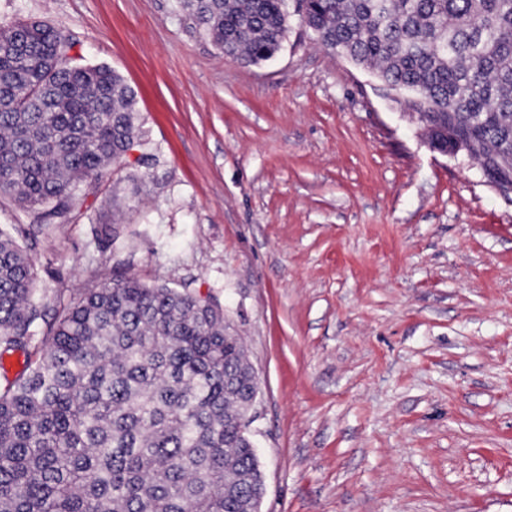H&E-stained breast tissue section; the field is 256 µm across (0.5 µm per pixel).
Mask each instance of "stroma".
<instances>
[{
    "mask_svg": "<svg viewBox=\"0 0 512 512\" xmlns=\"http://www.w3.org/2000/svg\"><path fill=\"white\" fill-rule=\"evenodd\" d=\"M139 99L146 161L29 240L37 294L120 276L223 309L260 382L262 512H512V198L290 22L224 56L175 0H0Z\"/></svg>",
    "mask_w": 512,
    "mask_h": 512,
    "instance_id": "stroma-1",
    "label": "stroma"
}]
</instances>
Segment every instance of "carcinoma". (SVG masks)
Returning a JSON list of instances; mask_svg holds the SVG:
<instances>
[{"label": "carcinoma", "mask_w": 512, "mask_h": 512, "mask_svg": "<svg viewBox=\"0 0 512 512\" xmlns=\"http://www.w3.org/2000/svg\"><path fill=\"white\" fill-rule=\"evenodd\" d=\"M224 53L259 64L292 17L403 97L430 143L512 187V0H177ZM61 30L0 19V196L71 222L139 143L136 93L82 64ZM35 270L0 229V512H248L257 474L241 409L252 376L224 312L188 289L111 279L69 299L44 336Z\"/></svg>", "instance_id": "cac0c4a2"}]
</instances>
